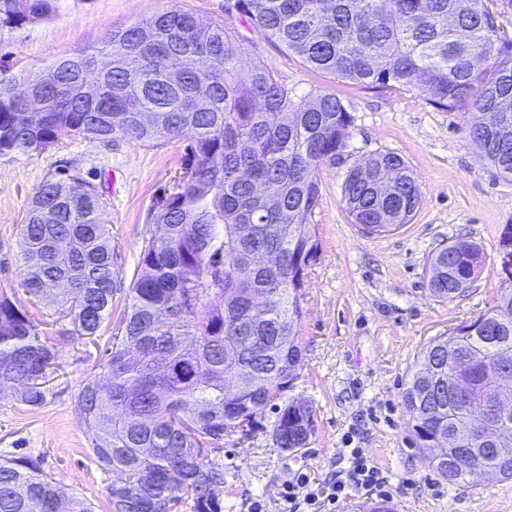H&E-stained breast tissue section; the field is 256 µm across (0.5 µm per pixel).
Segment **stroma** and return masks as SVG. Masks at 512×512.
<instances>
[{
	"instance_id": "1",
	"label": "stroma",
	"mask_w": 512,
	"mask_h": 512,
	"mask_svg": "<svg viewBox=\"0 0 512 512\" xmlns=\"http://www.w3.org/2000/svg\"><path fill=\"white\" fill-rule=\"evenodd\" d=\"M169 9L235 28L245 65L273 71L300 99L317 91L335 94L354 118L340 159L320 176L312 217L319 253L301 300L303 359L286 392L311 405L312 435L304 448H279L268 409L249 431L226 434L209 455L224 469L216 492L221 512H254L258 505L264 512H289L281 496L286 482L302 473L318 487L344 478L354 448L379 468L404 512H512V480L488 475L471 486L438 476L412 444L404 400L423 348L477 318L512 284L501 266V241L512 232V179L481 158L467 134L468 113L435 108L406 87L357 84L314 70L263 39L241 15L228 13L225 0H59L51 16L0 35V72L46 71L109 33ZM379 152L404 160L418 180L421 203L408 224L369 235L353 223L342 183L348 169ZM181 162V145L162 138L136 143L80 135L0 162V291L27 304L37 325L53 308L30 304L21 286L22 224L31 196L48 175L67 167L92 179L107 201L119 262L110 315L92 341L50 333L59 358L41 405L0 395V460L32 461L95 512H108L107 488L117 475L94 462L73 400L85 378L98 372L123 318L142 245L156 230L149 214L162 191L173 187ZM461 237L483 246L479 274L464 295L430 296L432 254Z\"/></svg>"
}]
</instances>
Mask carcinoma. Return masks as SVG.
Wrapping results in <instances>:
<instances>
[{
	"label": "carcinoma",
	"mask_w": 512,
	"mask_h": 512,
	"mask_svg": "<svg viewBox=\"0 0 512 512\" xmlns=\"http://www.w3.org/2000/svg\"><path fill=\"white\" fill-rule=\"evenodd\" d=\"M264 39L309 67L354 83L417 90L442 109H464L470 139L512 177V41L499 36L488 0H235ZM56 0H0V32L40 20ZM57 92L29 73L40 112L25 111L0 73V160L41 151L67 135L166 138L181 144V188L160 197L127 314L106 348L107 381L86 378L74 407L94 461L123 475L109 512H219L224 469L208 448L276 411L283 449L307 445L313 417L282 400L302 360L298 325L305 271L316 261L312 216L320 174L336 165L354 119L331 93L297 101L273 73L240 65L237 35L170 9L114 31L60 60ZM343 201L375 234L410 222L421 202L414 174L393 153L348 171ZM99 187L79 172L48 176L25 213L21 286L55 306L68 332L95 338L112 308L117 255ZM482 247L457 239L431 259L435 298L466 292ZM254 294L276 296L264 312ZM24 308L0 292V392L26 405L46 397L58 351ZM232 382L240 395L225 409ZM512 399V289L454 334L431 341L410 376L405 404L415 448H477L468 405ZM477 468H439L453 483L485 472L512 479V414L496 423ZM506 450L504 454L493 452ZM0 512H94L66 498L24 459L0 460Z\"/></svg>",
	"instance_id": "1"
}]
</instances>
